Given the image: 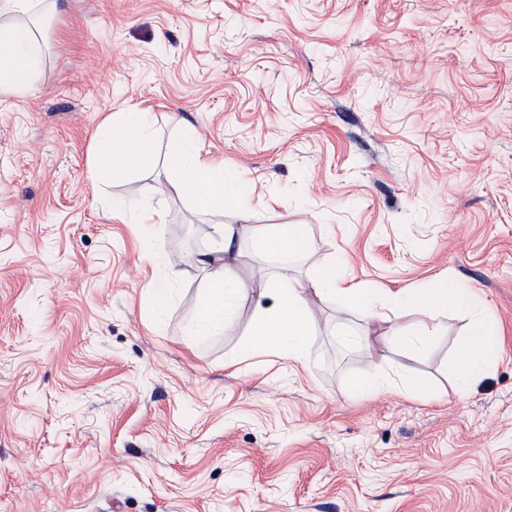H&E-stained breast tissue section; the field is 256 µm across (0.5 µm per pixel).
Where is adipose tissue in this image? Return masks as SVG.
Here are the masks:
<instances>
[{
	"instance_id": "adipose-tissue-1",
	"label": "adipose tissue",
	"mask_w": 512,
	"mask_h": 512,
	"mask_svg": "<svg viewBox=\"0 0 512 512\" xmlns=\"http://www.w3.org/2000/svg\"><path fill=\"white\" fill-rule=\"evenodd\" d=\"M56 0H0V93L31 92L40 64L41 47L35 40L30 19L36 12L54 13ZM156 156L151 144L148 115L126 112L121 129L104 125L92 155L94 174L112 176L153 168ZM168 166L181 193L191 197L199 207L220 209L230 196L224 187L222 163L204 158L199 149L174 153ZM263 250L276 256H299L309 251L311 242L301 224H274L258 232ZM202 264L213 266L210 284L200 302L199 315L189 333L203 336L223 328L238 300L250 293L249 277L231 271L226 264H214L210 255H202ZM270 306L261 309L251 330V338L242 349V357L274 352L294 362H304L308 355L310 327L308 315L313 300L335 296L341 309H357L366 322L379 318L371 298L361 289L340 282L332 266L316 269L307 279L287 277L282 288L269 289ZM404 304L421 312L416 325H395L391 332L378 336L369 329L355 335L357 344L398 347L417 350L425 347L439 326L433 314L444 307L470 308L474 296L468 289L448 280H439L434 287L404 296ZM500 329L497 321L485 315L472 326L465 342L457 348L452 370L457 378L459 394H467L488 372L500 350Z\"/></svg>"
}]
</instances>
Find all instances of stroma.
<instances>
[{
  "label": "stroma",
  "mask_w": 512,
  "mask_h": 512,
  "mask_svg": "<svg viewBox=\"0 0 512 512\" xmlns=\"http://www.w3.org/2000/svg\"><path fill=\"white\" fill-rule=\"evenodd\" d=\"M57 4L35 92L0 95V512H512V0ZM130 106L158 163L95 178L96 135ZM187 125L246 186L235 206L159 192ZM227 224L225 260L258 286L283 260L255 229L305 225L293 274L335 266L380 332L441 277L476 304L372 366L330 295L305 362L243 360L267 298L187 333ZM481 313L502 349L461 397L450 360Z\"/></svg>",
  "instance_id": "obj_1"
}]
</instances>
